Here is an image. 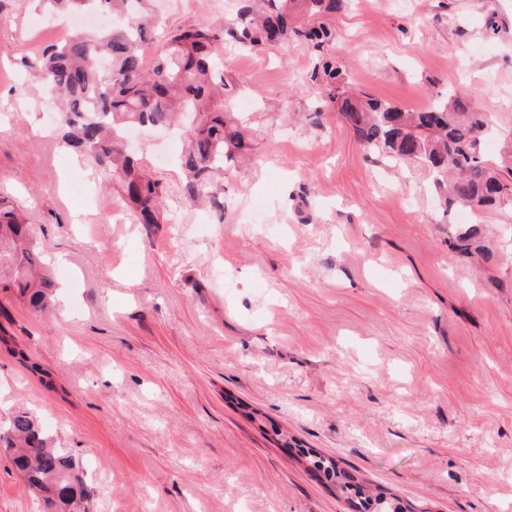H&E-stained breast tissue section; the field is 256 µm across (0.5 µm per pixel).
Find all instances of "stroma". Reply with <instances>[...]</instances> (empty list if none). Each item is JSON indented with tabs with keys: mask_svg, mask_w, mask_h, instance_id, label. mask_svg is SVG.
Returning <instances> with one entry per match:
<instances>
[{
	"mask_svg": "<svg viewBox=\"0 0 512 512\" xmlns=\"http://www.w3.org/2000/svg\"><path fill=\"white\" fill-rule=\"evenodd\" d=\"M160 8L217 25L237 0ZM330 23L356 89L410 109L464 90L512 173V0H354ZM58 38L0 0V196L60 285L46 316L0 298V420L36 416L94 512H352L308 451L409 512H512V199L443 209L424 165L368 154L332 108L312 122L291 43L223 55L264 130L223 219L183 195L180 138L142 129L167 221L134 223L20 86ZM0 512H44L4 453Z\"/></svg>",
	"mask_w": 512,
	"mask_h": 512,
	"instance_id": "stroma-1",
	"label": "stroma"
}]
</instances>
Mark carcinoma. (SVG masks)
Segmentation results:
<instances>
[{"label":"carcinoma","mask_w":512,"mask_h":512,"mask_svg":"<svg viewBox=\"0 0 512 512\" xmlns=\"http://www.w3.org/2000/svg\"><path fill=\"white\" fill-rule=\"evenodd\" d=\"M155 0H36L42 14L57 18L77 11L109 14L130 3ZM346 0H239L237 19L218 26L187 24L164 28L157 52L146 63L139 44L151 40L147 19L92 34H72L21 60L41 98L61 113V139L94 167L115 177L137 224L165 223L162 179L142 170L125 147L131 127H174L183 138L179 167L183 194L192 202L223 209L218 173L252 150L258 134L248 115L225 111L242 85L224 76L218 51L227 42L246 50L300 42L316 57L303 86L336 106L364 148L391 160L412 159L435 174L444 207L489 209L512 197V183L485 158L483 142L491 118L467 95L452 91L420 110L355 94L348 77L326 53L336 33L328 18ZM10 293L36 314L56 305L57 283L43 260L33 226L21 206L0 199V293ZM7 452L31 491L50 512H88L83 470L27 412L0 425ZM313 467L357 498L364 512H404L382 494L370 496L353 477L322 456Z\"/></svg>","instance_id":"1"}]
</instances>
